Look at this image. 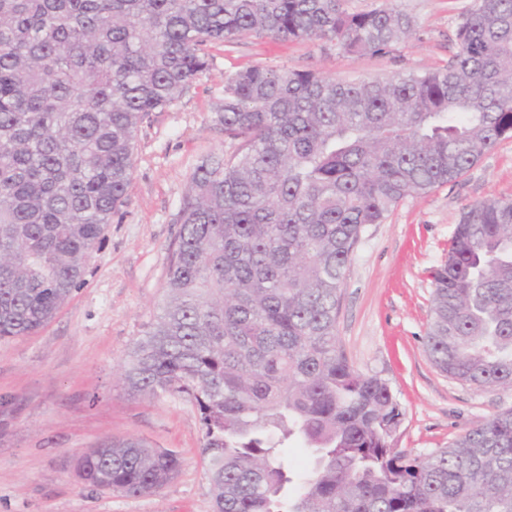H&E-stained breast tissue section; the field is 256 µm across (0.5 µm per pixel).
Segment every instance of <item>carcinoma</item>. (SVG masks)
I'll return each instance as SVG.
<instances>
[{
	"label": "carcinoma",
	"mask_w": 512,
	"mask_h": 512,
	"mask_svg": "<svg viewBox=\"0 0 512 512\" xmlns=\"http://www.w3.org/2000/svg\"><path fill=\"white\" fill-rule=\"evenodd\" d=\"M0 0V339L45 326L84 280L124 202L139 127L243 37L353 55L413 38L399 0ZM448 64L346 82L254 65L214 107L228 160L201 158L164 299L121 369L138 396L198 410L213 512H512V411L446 448L396 447L389 385L355 370L336 319L364 229L465 174L512 137V0H473ZM430 360L512 390V198L466 206L431 271ZM302 448L309 463L286 456ZM180 469L170 450L104 439L84 483L129 496Z\"/></svg>",
	"instance_id": "1"
}]
</instances>
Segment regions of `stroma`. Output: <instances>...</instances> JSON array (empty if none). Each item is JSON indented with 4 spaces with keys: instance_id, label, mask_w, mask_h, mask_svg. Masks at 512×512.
<instances>
[{
    "instance_id": "obj_1",
    "label": "stroma",
    "mask_w": 512,
    "mask_h": 512,
    "mask_svg": "<svg viewBox=\"0 0 512 512\" xmlns=\"http://www.w3.org/2000/svg\"><path fill=\"white\" fill-rule=\"evenodd\" d=\"M472 0H401L417 39L384 54L348 55L319 41L244 39L212 45L210 68L137 132L126 200L105 229L68 302L38 333L0 339V512H212L196 408L178 396L128 395L118 380L132 344L163 298L179 226L176 213L203 157L237 148L215 128L224 77L260 64L339 80L423 73L445 65ZM512 198V139L460 178L401 202L368 225L346 271L339 344L359 373L391 387L403 417L399 447L426 455L486 418L512 410V390L479 389L440 372L426 352L430 272L467 205ZM107 437H134L176 452L178 475L158 493L93 489L74 463Z\"/></svg>"
}]
</instances>
